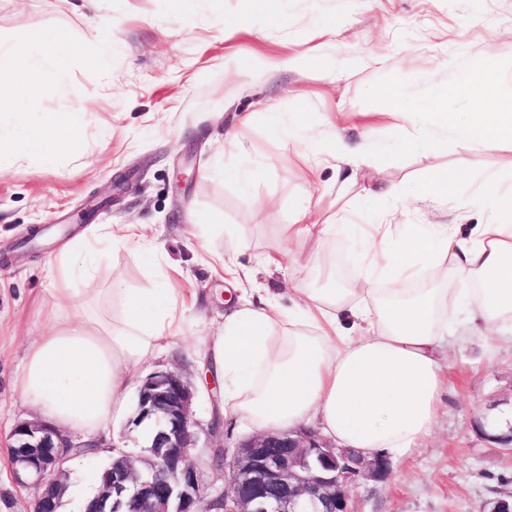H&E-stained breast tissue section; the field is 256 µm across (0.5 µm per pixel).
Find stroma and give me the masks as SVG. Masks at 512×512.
<instances>
[{"label": "stroma", "instance_id": "35a3bbf8", "mask_svg": "<svg viewBox=\"0 0 512 512\" xmlns=\"http://www.w3.org/2000/svg\"><path fill=\"white\" fill-rule=\"evenodd\" d=\"M249 0H0V45H25L45 31L71 46L69 55L39 60L37 112L57 120L63 144L52 155L18 156L20 136L10 112H0V512H29L33 490L11 482L9 434L31 413L14 386L27 342L51 325L52 288H79L81 279L49 277L64 245L80 235L96 240L95 284H154L149 257L135 243L107 238L115 224H152L159 261L173 269L171 287L186 297L185 334L140 368L192 369L200 349L235 305L215 258L232 228L252 247L237 261L249 272L243 288L276 292L297 276L290 264L266 269L258 256L284 249L282 226L308 200L320 219L341 223L331 253L313 258L347 275L357 257L352 224L388 211L367 196L377 181L411 184L435 168L463 169L449 198L431 203L410 195L404 224H456L455 201L473 200L467 218L486 219L479 200L487 174L512 195V143L481 149L430 129V150L409 145L424 120L431 90H449L447 109L474 112L475 99L455 92L465 77L493 66L502 95H512V0H282L283 19L248 15ZM110 43L108 63L95 61ZM292 56L303 57L289 67ZM280 61L255 71V58ZM395 88L406 105L394 125L365 131L362 113L384 108L381 90ZM250 127L233 149L223 134L239 113ZM350 142L369 139L387 158L343 185L334 168L308 176L296 134L282 121L320 128L325 113ZM189 224L209 227L208 249L185 237ZM453 361L448 394L432 434L392 461L386 478H358L351 512H479L512 491V451L485 430L512 408V339L487 352L479 338L449 339Z\"/></svg>", "mask_w": 512, "mask_h": 512}]
</instances>
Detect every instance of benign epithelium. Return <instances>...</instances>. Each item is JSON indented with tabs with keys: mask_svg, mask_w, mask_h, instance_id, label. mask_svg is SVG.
<instances>
[{
	"mask_svg": "<svg viewBox=\"0 0 512 512\" xmlns=\"http://www.w3.org/2000/svg\"><path fill=\"white\" fill-rule=\"evenodd\" d=\"M194 398L186 373L158 370L145 377L131 424H153L148 455L140 464L122 452L112 456V469L85 512H213L217 503L221 512H350L356 478H383L389 471L387 461L338 450L310 430L262 433L240 443L230 458L225 448L211 447L210 469H228L230 478L224 492L209 494L200 469L189 461L199 426ZM10 437L12 482L40 489L31 512H55L68 488L72 450L97 443H74L41 420L17 423ZM481 512H512V495L483 503Z\"/></svg>",
	"mask_w": 512,
	"mask_h": 512,
	"instance_id": "benign-epithelium-1",
	"label": "benign epithelium"
}]
</instances>
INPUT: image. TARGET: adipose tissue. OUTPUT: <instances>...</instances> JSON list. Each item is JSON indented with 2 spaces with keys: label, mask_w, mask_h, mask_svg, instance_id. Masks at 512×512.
<instances>
[{
  "label": "adipose tissue",
  "mask_w": 512,
  "mask_h": 512,
  "mask_svg": "<svg viewBox=\"0 0 512 512\" xmlns=\"http://www.w3.org/2000/svg\"><path fill=\"white\" fill-rule=\"evenodd\" d=\"M42 46L0 45V107L12 105ZM461 95L485 112H446V93L432 102L435 119L478 145L512 140V96H502L491 67L471 72ZM23 137L46 151L59 144L55 126L33 99L18 115ZM305 161L359 171L375 158L366 143L301 132ZM483 189L494 219L458 224H360L363 257L347 282L327 288L297 283L288 302L241 297L200 364L224 389L223 411L258 433L313 428L339 446L374 458H404L429 437L448 391L450 366L440 348L448 321L461 313L487 350L512 330V201L494 176ZM298 210L285 238L320 249L337 224ZM90 288H55L60 314L30 343L16 386L56 428L87 436L104 432L126 408L129 372L176 336L182 319L169 288H125L119 322L92 319Z\"/></svg>",
  "instance_id": "ef3b65f1"
}]
</instances>
